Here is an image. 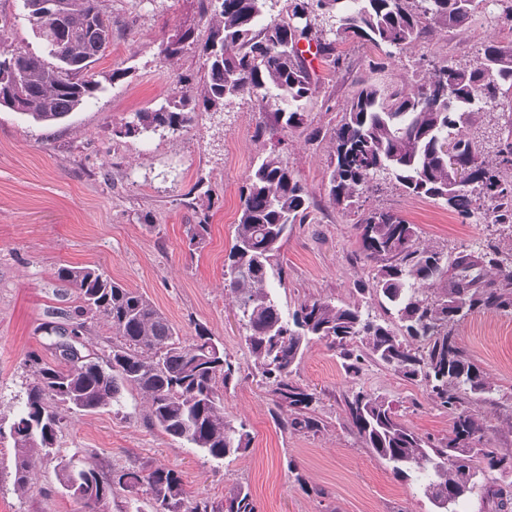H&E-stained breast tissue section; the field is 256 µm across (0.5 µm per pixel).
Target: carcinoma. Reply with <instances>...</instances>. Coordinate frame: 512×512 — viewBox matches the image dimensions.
I'll use <instances>...</instances> for the list:
<instances>
[{
	"instance_id": "carcinoma-1",
	"label": "carcinoma",
	"mask_w": 512,
	"mask_h": 512,
	"mask_svg": "<svg viewBox=\"0 0 512 512\" xmlns=\"http://www.w3.org/2000/svg\"><path fill=\"white\" fill-rule=\"evenodd\" d=\"M59 2V13H25L43 54L0 46V109L45 124L97 97L102 85L89 67L112 43L105 0ZM210 2L213 23L198 46L202 88L177 86L156 107L115 127V136L138 139L159 129L179 134L192 123L197 105L214 113L244 95L255 98L273 124L301 126L303 105L318 93L299 48L303 38L336 67L337 45L349 40L390 58L392 50L419 41L432 27L467 29L477 13L512 26V0H285V15L270 20V0ZM193 47L194 31L188 28L163 42L160 53L174 59ZM436 64L447 72V101L434 100L430 71L410 88L363 82L333 131L328 195L335 205L356 210L359 255L374 267L359 292L376 299L390 321L371 318L356 303L322 298L306 299L291 318L282 316L272 293L273 280L282 279L274 257L289 227L309 218L311 202L273 151L245 177L224 282L283 429L315 436L326 427L312 408L315 395L293 379L310 340H324L339 352L348 373H359L367 362L390 368L424 386L431 404L452 414L448 437L431 441L408 428L383 396L362 389L345 396L359 440L396 477L416 482L438 512H455L459 501L476 494L498 500L499 512H512V483H486V473H500L504 462L512 463V449L486 447V429L468 407L472 397L491 399L495 388L453 333L474 312H512V248L493 246L477 256L460 252L452 259L422 246L403 217L363 199L380 190V180H389L408 196L445 201L464 219L512 225V158L505 157L512 154V44L485 42L475 65L448 58ZM498 108L505 110L501 117L471 128L475 115ZM488 140L495 145L493 167L481 159ZM448 141L459 158L479 159L477 181L466 190L452 188L442 151ZM208 219L205 214L188 225L189 245L202 243ZM485 271L495 280L483 283ZM57 275L76 289L79 305L71 328L47 322L44 333L77 336L83 317H100L112 328V343L108 353L89 355L80 364L60 358L51 364L34 352L28 355L33 378L24 408L9 427L18 487L27 485L40 460L57 454V435L69 416L114 405L126 388L147 395L152 426L215 460L249 449L246 426L224 414V390L239 367L207 329L198 326L195 335H180L148 297L96 268L63 266ZM60 482L67 490L82 488L76 499L90 512L120 490L134 504L139 493L148 495L151 512H256L249 487L241 483L220 501L204 494L186 499L180 475L164 465L121 468L108 477L62 461Z\"/></svg>"
}]
</instances>
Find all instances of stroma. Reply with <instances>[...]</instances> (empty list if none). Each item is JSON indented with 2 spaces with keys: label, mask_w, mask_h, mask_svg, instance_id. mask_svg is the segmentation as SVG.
Returning <instances> with one entry per match:
<instances>
[{
  "label": "stroma",
  "mask_w": 512,
  "mask_h": 512,
  "mask_svg": "<svg viewBox=\"0 0 512 512\" xmlns=\"http://www.w3.org/2000/svg\"><path fill=\"white\" fill-rule=\"evenodd\" d=\"M112 44L91 67L106 82L97 99L64 121L45 125L18 112L0 110V424L15 418L32 379L28 353L52 361L44 323L65 322L77 304L75 289L58 279L63 265L90 266L146 295L189 336L204 326L239 365L238 381L224 394V410L245 423L252 443L245 453L216 461L202 451L149 426L148 402L127 389L118 405L76 416L58 435L63 458L104 474L121 467L157 464L177 471L187 496L220 500L234 483L248 485L257 512H436L414 484L364 448L344 412L343 397L359 388L382 395L418 434L440 439L452 426L450 412L433 407L420 384L392 370L365 365L349 375L338 353L311 340L296 381L318 396L326 423L317 435L283 430L273 416L267 387L253 375V358L231 293L224 286V256L234 237L245 176L259 157L279 153L305 187L313 220L297 224L279 262L286 271L274 293L289 315L308 297L335 303L362 302L379 314L376 300L361 297L358 283L371 267L359 258L356 214L332 203L328 168L330 132L359 81L410 86L430 61L447 56L475 63L482 42L512 41V30L484 18L464 32L432 30L396 52L383 70L368 67L378 54L341 44L339 68L312 59L319 93L305 107L301 127L255 134L266 116L257 101L236 100L224 114L197 112L182 134L159 130L142 139L118 138L115 124L155 106L179 79L202 86L204 71L194 52L166 61L163 40L194 29L209 34L201 0H107ZM0 38L40 52L41 41L23 18L22 0H0ZM378 206L414 224L423 245L456 255L479 253L487 243L512 247V230L479 224L450 213L440 201L406 196L385 184ZM208 215L202 244L190 246L187 225ZM459 345L490 377L496 394L469 407L484 424L487 445L512 449V314L477 312L454 328ZM15 450L0 434V512H85L63 489L57 461L31 472L25 489L14 482Z\"/></svg>",
  "instance_id": "35a3bbf8"
}]
</instances>
